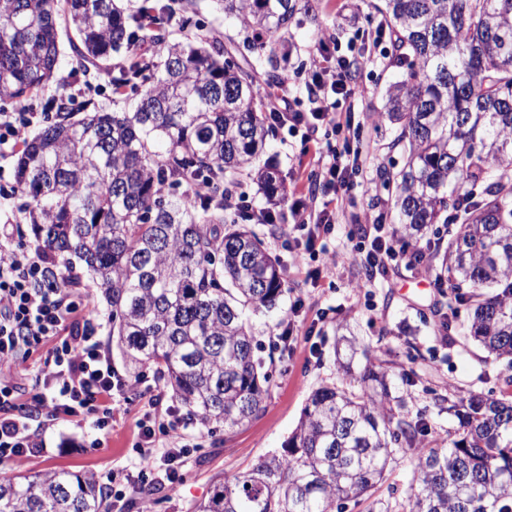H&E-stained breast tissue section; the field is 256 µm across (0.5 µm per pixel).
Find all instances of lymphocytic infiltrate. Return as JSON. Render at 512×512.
I'll use <instances>...</instances> for the list:
<instances>
[{
	"label": "lymphocytic infiltrate",
	"instance_id": "1",
	"mask_svg": "<svg viewBox=\"0 0 512 512\" xmlns=\"http://www.w3.org/2000/svg\"><path fill=\"white\" fill-rule=\"evenodd\" d=\"M308 91L311 110L297 109L283 95L270 112L272 121L288 128L303 145L289 212L256 208L245 195L237 196L235 207L256 224L290 221L307 230L304 249L320 251L324 261L332 263L336 254L321 245L320 237L344 215L345 195L362 176L364 159L361 150L332 148L318 132L342 128L339 103L355 111L366 90L354 81L347 57L323 51L314 61ZM39 120L38 113L24 107L0 112V161L20 154L27 130ZM373 228V238L347 247L346 255L377 269L407 258L390 225L377 221ZM87 297L78 274L61 269L47 247L37 242L15 245L12 224L0 223V463L41 452L43 443L30 429L35 415L46 420L74 418L109 434L121 412L120 396L135 388V381L121 376L103 349ZM40 344L45 351L36 383L28 395H21L13 369ZM173 429V424L144 414L136 445L140 464L126 474L127 483L142 488L157 479L180 483L188 447L173 437Z\"/></svg>",
	"mask_w": 512,
	"mask_h": 512
}]
</instances>
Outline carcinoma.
I'll list each match as a JSON object with an SVG mask.
<instances>
[{"label":"carcinoma","mask_w":512,"mask_h":512,"mask_svg":"<svg viewBox=\"0 0 512 512\" xmlns=\"http://www.w3.org/2000/svg\"><path fill=\"white\" fill-rule=\"evenodd\" d=\"M262 35L241 65L196 27L170 40L169 4L139 0H0V100L21 104L55 80L58 25L75 34L72 72L106 70L129 112L57 118L28 139L17 184L35 239L75 256L110 306L112 335L134 376L150 369L202 427L231 434L264 408L269 375L251 316L285 292L278 258L224 200L249 175L267 201L288 186L260 165L274 134L257 74L274 87L288 31L317 0H219ZM397 34L400 80L383 113L402 164L386 174L381 219L410 247L452 217L445 247L414 266L457 291L469 336L512 366V0H379ZM205 181L210 198L180 191ZM337 379L309 395L278 452L213 482L193 512H512V393L448 394V440L429 447L422 412L391 397L389 370L354 339ZM413 456L404 501L377 496L396 450ZM102 489L61 469L0 475V512H101Z\"/></svg>","instance_id":"1"}]
</instances>
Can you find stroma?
<instances>
[{"label": "stroma", "mask_w": 512, "mask_h": 512, "mask_svg": "<svg viewBox=\"0 0 512 512\" xmlns=\"http://www.w3.org/2000/svg\"><path fill=\"white\" fill-rule=\"evenodd\" d=\"M368 3L369 0H319L316 22L291 27L288 40L292 50L287 68L291 76L290 98L297 108L306 111L312 106L306 82L310 59L318 50L316 30L335 32L337 53L347 54L349 42H360L363 32L373 29L379 21ZM174 6L178 16L214 29L224 42L239 44L247 38L237 22L225 19L217 0H175ZM62 55L58 84L30 99L33 111L55 114L69 89L83 86L84 77L70 73V48H63ZM353 71L367 90L352 123L361 143L370 149L366 162L368 181L348 191L345 206L351 219L336 225L327 240L332 247L372 235L370 225L354 223L353 217L379 212L384 198L383 176L400 162L399 150L391 146L396 128L382 114L386 90L400 79L401 68L389 57L375 65L355 64ZM300 149L299 139L280 127L262 160L274 166L289 183L296 174ZM71 265L88 287L100 323L98 334L112 364L123 369L122 356L112 343L104 296L83 262L75 258ZM306 266L319 268L318 279L308 278L305 273L292 274L277 308L253 319L262 355L274 358L268 366L270 382L263 411L228 437L220 431L207 432L195 421L184 422L183 430L192 447L185 459L183 480L175 486L158 484L151 500L152 512H192L194 504L208 496L215 476L233 479L260 457L282 448L297 427L309 394L336 377L339 325H346L372 357L383 361L386 367L409 372V380L400 383L396 393L411 409L426 411L437 439L445 438L449 427L450 418L443 409L449 391L498 393L512 378V367L505 360L488 354L468 337L467 308L455 302L451 289L436 287L433 278L421 276L405 262L392 263L380 271L343 260L326 269L318 258L307 259ZM298 300L303 307L296 314L292 306ZM444 317L450 320L446 329L440 325ZM290 323L295 330L289 349L276 347L274 337ZM310 328L315 334L309 339L305 332ZM146 403L140 392L126 394L123 411L112 425L106 447L92 448L97 432L89 425L58 420L41 430L46 446L39 454L14 458L7 466L16 474L60 469L96 473L99 484L113 488L111 498L102 502V512H140L139 489L121 487L117 478L132 470L137 461L134 446Z\"/></svg>", "instance_id": "obj_1"}]
</instances>
